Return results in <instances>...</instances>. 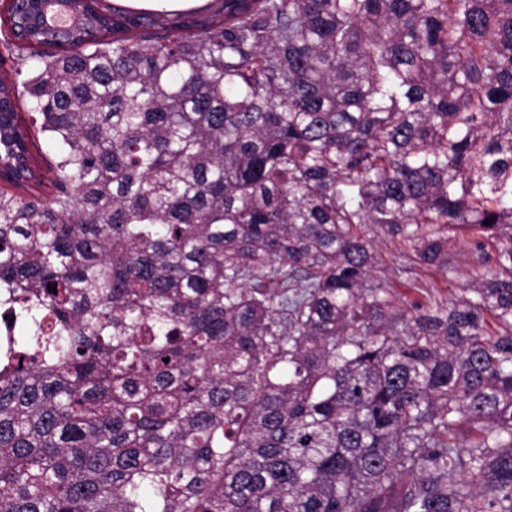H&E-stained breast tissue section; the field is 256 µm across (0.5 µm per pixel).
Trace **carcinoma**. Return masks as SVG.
<instances>
[{
  "label": "carcinoma",
  "instance_id": "1",
  "mask_svg": "<svg viewBox=\"0 0 512 512\" xmlns=\"http://www.w3.org/2000/svg\"><path fill=\"white\" fill-rule=\"evenodd\" d=\"M58 2L0 34V512H512V0ZM366 224L463 293L392 311Z\"/></svg>",
  "mask_w": 512,
  "mask_h": 512
}]
</instances>
